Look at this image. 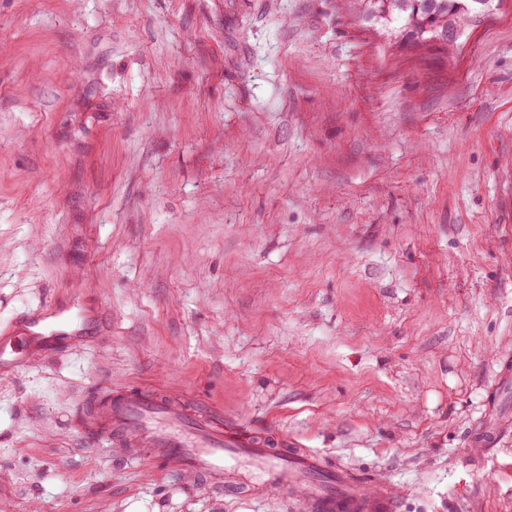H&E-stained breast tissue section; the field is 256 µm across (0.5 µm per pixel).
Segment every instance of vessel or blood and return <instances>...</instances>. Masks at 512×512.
Wrapping results in <instances>:
<instances>
[{
    "mask_svg": "<svg viewBox=\"0 0 512 512\" xmlns=\"http://www.w3.org/2000/svg\"><path fill=\"white\" fill-rule=\"evenodd\" d=\"M80 327L47 332L42 318L30 317L0 333V374L32 357L79 346ZM97 441L122 437L127 458L162 459L171 475L191 476L209 491L245 488L252 498H299L306 512H396L397 500L385 479L370 481L339 467L319 482L320 453L297 448L275 455L259 442H243L222 427L184 415L180 405L144 393L102 401L84 424Z\"/></svg>",
    "mask_w": 512,
    "mask_h": 512,
    "instance_id": "b4317fda",
    "label": "vessel or blood"
}]
</instances>
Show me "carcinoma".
Instances as JSON below:
<instances>
[{"label":"carcinoma","instance_id":"cac0c4a2","mask_svg":"<svg viewBox=\"0 0 512 512\" xmlns=\"http://www.w3.org/2000/svg\"><path fill=\"white\" fill-rule=\"evenodd\" d=\"M494 0H354L363 20L389 39L427 45L437 35L461 21L493 9Z\"/></svg>","mask_w":512,"mask_h":512}]
</instances>
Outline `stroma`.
<instances>
[{
  "label": "stroma",
  "mask_w": 512,
  "mask_h": 512,
  "mask_svg": "<svg viewBox=\"0 0 512 512\" xmlns=\"http://www.w3.org/2000/svg\"><path fill=\"white\" fill-rule=\"evenodd\" d=\"M83 352L0 376V512H305L93 446L150 391L387 480L398 512H512V0L448 48L343 0H0V328Z\"/></svg>",
  "instance_id": "obj_1"
}]
</instances>
